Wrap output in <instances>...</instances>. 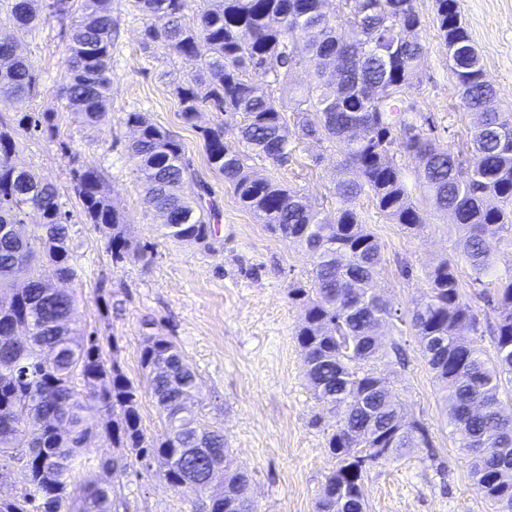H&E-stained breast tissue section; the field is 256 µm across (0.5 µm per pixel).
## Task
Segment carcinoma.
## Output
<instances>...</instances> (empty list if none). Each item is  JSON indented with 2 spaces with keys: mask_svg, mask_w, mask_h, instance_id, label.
<instances>
[{
  "mask_svg": "<svg viewBox=\"0 0 512 512\" xmlns=\"http://www.w3.org/2000/svg\"><path fill=\"white\" fill-rule=\"evenodd\" d=\"M147 19L145 44H161L194 65L174 87L182 122L197 127L200 112L224 115L199 128L207 165L224 176L240 204L261 223L306 246L313 264L307 280L288 290L302 306L296 329L307 386L323 409L337 417L328 448L337 460L316 502V512H366L363 472L369 464L421 452L433 458V440L420 419H407L377 363L399 355L394 343L378 341L383 331L408 325L422 358L448 405V425L458 455L470 463L476 489L502 512L512 502V403L499 397L503 380L512 382V271L496 269L493 242L512 233V111H487L493 85L473 81L466 116V151L441 145L433 121L407 111L406 100L391 97L378 111L369 95L376 85H399L406 95L416 87L426 51L415 42L384 58L372 45L394 40L404 28H420L415 0H344L350 21L336 24L321 11L322 0H210L187 18L191 0H128ZM436 37L443 47L456 32L457 0H435ZM12 18L33 28L36 0H13ZM118 20L112 0H84L80 20L71 26L68 82L63 96L75 118L86 126L108 122L112 91V35ZM454 75L484 70L473 52L448 58ZM297 65L308 68L312 83L295 99L292 113L266 86L252 80L262 73L271 85L288 82ZM38 75L0 37V96L22 104L36 92ZM138 135L130 143L140 159L144 202L162 218L163 236L209 244L217 238L219 214L207 200L209 187L185 158L182 143L142 112L127 113ZM18 126L56 132L55 114L22 111ZM237 134L247 153L224 145ZM338 148L336 217L328 221L309 199L275 179L248 171L254 153L280 166L294 139ZM16 142L0 130V471L20 466L26 485L16 496L0 495V512H116L111 486L94 477L70 489L76 470L90 460L91 435L102 432L114 448L156 461L177 484L199 482L228 452L221 429L201 425L193 412L199 391L196 373L178 347L154 333L142 336L141 365L162 416L163 427L147 435L142 427L140 387L108 362L96 335L73 326L74 292L58 287L77 276L69 214L57 190L16 167ZM422 162L419 189L438 212L451 216L460 235V254L439 260L426 273L428 288L408 312L395 309L374 288L382 246L363 224L357 203L366 197L385 218L411 234L424 229L423 218L396 161ZM76 192L86 223L107 240L112 258L132 255L150 262L153 249L126 233L119 210L104 189L97 168L75 171ZM41 212L42 234L30 241L14 235L26 207ZM472 282L490 285L496 299L492 328L495 356L490 358L464 335L478 331L477 310L465 297L459 263ZM28 279L13 289L16 278ZM38 439V450L21 448L15 434ZM224 488L208 497L206 512H257L250 480L242 471L224 472Z\"/></svg>",
  "mask_w": 512,
  "mask_h": 512,
  "instance_id": "1",
  "label": "carcinoma"
}]
</instances>
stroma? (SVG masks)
<instances>
[{
    "instance_id": "35a3bbf8",
    "label": "stroma",
    "mask_w": 512,
    "mask_h": 512,
    "mask_svg": "<svg viewBox=\"0 0 512 512\" xmlns=\"http://www.w3.org/2000/svg\"><path fill=\"white\" fill-rule=\"evenodd\" d=\"M473 45L482 57L487 79L496 87V108L512 109V0H458ZM11 0H0V36L14 42L39 76L36 94L18 106L0 99V129L17 142L13 161L52 182L63 211L70 214V235L78 276L71 288L78 303L79 328L96 332L107 360L141 388L140 415L147 434L161 427L158 408L146 388L141 341L146 328L172 340L201 383L196 411L202 423L220 427L230 448L227 461L246 471L258 512H316V500L336 461L328 436L336 421L326 414L304 379L303 356L295 331L304 310L288 299V286L311 266L298 243L272 234L242 207L222 176L208 167L199 127L217 121L201 112L197 127L179 117L175 84L192 67L162 45L144 46L145 19L126 0H113L120 20L112 50V100L105 125L83 128L71 121L60 95L68 73L69 41L64 22L41 10L36 28L14 26ZM426 48L425 67L414 99L431 115L439 141L458 146L466 138L468 119L456 103L458 86L434 27L435 0H416ZM52 112L59 132L49 137L19 128V110ZM146 113L152 123L175 135L220 207L219 234L211 247L163 237L161 217L144 202L136 159L129 145L136 135L127 113ZM286 166L273 168L251 157V170L276 173L287 186L319 205L326 219L336 216L333 187L340 159L329 144L293 140ZM93 165L123 216L128 236L151 244L154 255L144 263L133 258L114 261L105 238L87 224L73 190L76 168ZM413 197L425 223L416 235L378 214L368 201L358 203L365 224L382 245L375 286L393 307L408 310L427 288L426 273L439 259L454 256L459 233L450 217L435 212L421 190ZM408 363L379 367L404 400L409 417L428 426L435 461L409 454L367 466L364 486L367 512H494L471 477L467 461L457 455L444 406L411 330L393 333ZM95 474L110 484L119 512H201V495L168 487L158 467L147 468L126 448H115L99 436L91 438ZM127 462L125 474L103 468V461Z\"/></svg>"
}]
</instances>
